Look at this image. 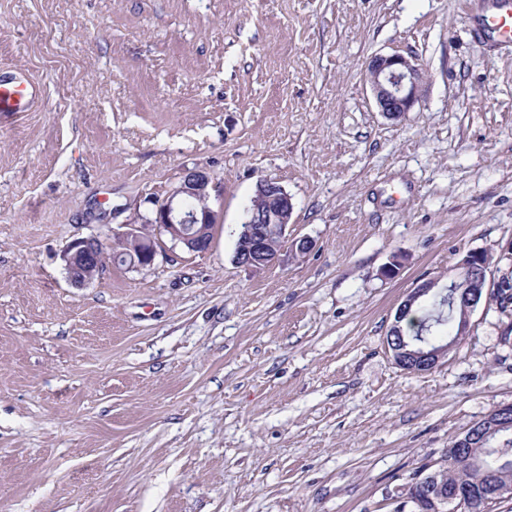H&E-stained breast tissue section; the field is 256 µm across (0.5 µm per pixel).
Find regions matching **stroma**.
<instances>
[{
  "mask_svg": "<svg viewBox=\"0 0 512 512\" xmlns=\"http://www.w3.org/2000/svg\"><path fill=\"white\" fill-rule=\"evenodd\" d=\"M394 53L425 78L397 121L365 73ZM2 75L40 92L0 113V512H397L512 403L493 298L431 371L386 347L468 252L512 273V48L466 0H0ZM196 168L207 250L68 283L73 239L152 217ZM263 178L294 212L253 271L234 251Z\"/></svg>",
  "mask_w": 512,
  "mask_h": 512,
  "instance_id": "1",
  "label": "stroma"
}]
</instances>
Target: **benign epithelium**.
<instances>
[{
	"instance_id": "1",
	"label": "benign epithelium",
	"mask_w": 512,
	"mask_h": 512,
	"mask_svg": "<svg viewBox=\"0 0 512 512\" xmlns=\"http://www.w3.org/2000/svg\"><path fill=\"white\" fill-rule=\"evenodd\" d=\"M366 72L375 96L377 106L387 118L397 120L410 111L418 102L423 88L422 68L400 54H375L366 62ZM212 180L210 175L199 169L185 173L178 187L156 207L154 217L144 224L127 223L123 230L112 233L113 241L108 242L98 234H90L72 240L61 253V261L68 273L70 283L81 288L89 283L102 267L100 254L106 248L117 244L133 245L131 267L144 269L154 265L158 255V243L167 238L173 245L190 252L208 249L210 209L203 215L188 206L194 198L209 200ZM251 220L246 224L242 248L237 250L236 263L255 270L284 262L282 249L274 250L270 242L274 238L284 239L294 210L290 194L277 182L261 179L256 184V197ZM464 268L466 281L464 290L456 293L452 301L462 300L475 308L482 286L481 252L472 251L460 263ZM436 280L430 279L409 293L397 309L400 318L411 311L420 300L434 288ZM444 348L428 344L414 350L401 347L393 350L392 357L413 369L430 370L439 361ZM480 448H457L455 457L460 466L476 464ZM405 501H425L432 505L431 512H446L448 505L464 501V495L457 494L451 499L438 495L427 487L426 481L418 480L412 494H403Z\"/></svg>"
}]
</instances>
